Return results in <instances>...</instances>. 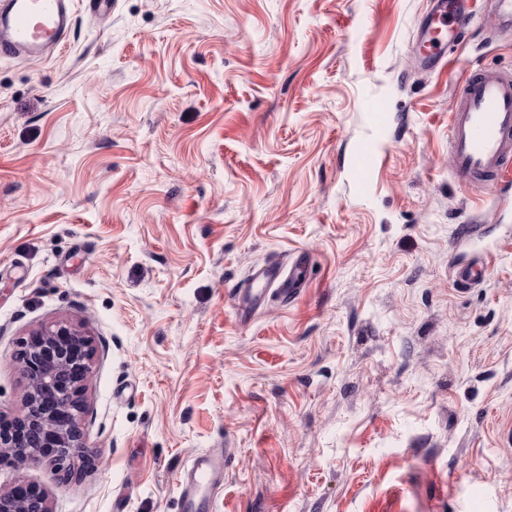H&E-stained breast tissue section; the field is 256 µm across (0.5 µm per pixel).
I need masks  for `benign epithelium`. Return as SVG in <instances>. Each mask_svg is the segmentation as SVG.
I'll return each instance as SVG.
<instances>
[{"mask_svg":"<svg viewBox=\"0 0 512 512\" xmlns=\"http://www.w3.org/2000/svg\"><path fill=\"white\" fill-rule=\"evenodd\" d=\"M93 363L92 339L81 327L61 321L34 333L17 356L25 379L23 408L11 432L0 429V459L46 463L68 484L74 478L69 461L97 466L83 427V396ZM17 482L15 489L0 491V512H52L45 493L23 487L21 474Z\"/></svg>","mask_w":512,"mask_h":512,"instance_id":"benign-epithelium-1","label":"benign epithelium"}]
</instances>
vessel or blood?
<instances>
[{
    "label": "vessel or blood",
    "mask_w": 512,
    "mask_h": 512,
    "mask_svg": "<svg viewBox=\"0 0 512 512\" xmlns=\"http://www.w3.org/2000/svg\"><path fill=\"white\" fill-rule=\"evenodd\" d=\"M77 0H0V58L44 56L63 47L75 22ZM468 0H435L419 52L426 65L440 66L447 49L472 21ZM449 137L459 182L473 185L512 175V74L479 69L465 78L451 114ZM291 300L298 281L270 261L253 270L251 285L234 294L240 321L252 319L269 293ZM231 449L194 456L179 479L181 512H210L215 491L223 488Z\"/></svg>",
    "instance_id": "vessel-or-blood-1"
}]
</instances>
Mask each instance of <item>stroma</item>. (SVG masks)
I'll return each mask as SVG.
<instances>
[{"mask_svg": "<svg viewBox=\"0 0 512 512\" xmlns=\"http://www.w3.org/2000/svg\"><path fill=\"white\" fill-rule=\"evenodd\" d=\"M431 3L117 0L0 59V420L24 343L69 320L100 457L74 489L7 460L0 489L180 512L193 456L230 448L211 512H512V181L459 185L448 139L512 30L477 0L427 71ZM299 254L297 298L240 322L232 289Z\"/></svg>", "mask_w": 512, "mask_h": 512, "instance_id": "1", "label": "stroma"}]
</instances>
